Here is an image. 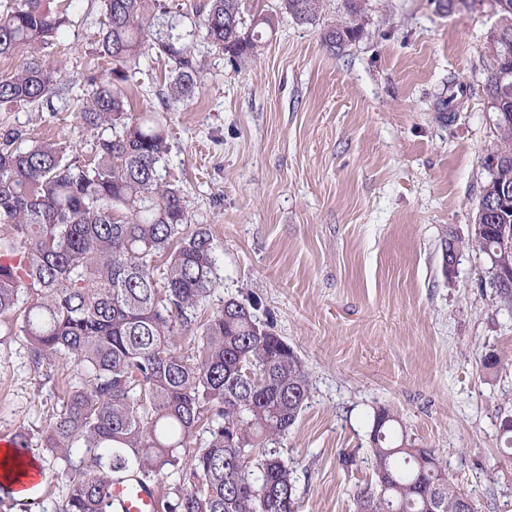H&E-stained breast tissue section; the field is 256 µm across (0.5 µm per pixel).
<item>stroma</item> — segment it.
<instances>
[{
	"instance_id": "stroma-1",
	"label": "stroma",
	"mask_w": 512,
	"mask_h": 512,
	"mask_svg": "<svg viewBox=\"0 0 512 512\" xmlns=\"http://www.w3.org/2000/svg\"><path fill=\"white\" fill-rule=\"evenodd\" d=\"M67 13L48 49L68 75L106 72L92 48L99 0H51ZM359 40L329 51L321 29L281 17L259 56L232 64L199 45L206 65L189 105L164 104L165 61L130 71L128 111L165 118L161 169L217 245L222 284L206 303L255 306L308 373L310 396L280 440L299 512H355L373 480L370 427L378 408L396 434L434 449L475 512H512V309L489 286L473 248L446 267L450 239L467 240L496 114L483 92L495 24L490 4L370 0ZM467 86L451 113L448 82ZM58 98L0 106V126L34 140L72 139L70 159L94 155L96 133ZM500 365L486 370L485 353ZM72 368L34 370L0 324V434L38 433L60 411ZM44 479L10 512H56L62 463L33 448Z\"/></svg>"
}]
</instances>
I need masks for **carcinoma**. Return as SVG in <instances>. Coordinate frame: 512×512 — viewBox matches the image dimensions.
<instances>
[{
	"mask_svg": "<svg viewBox=\"0 0 512 512\" xmlns=\"http://www.w3.org/2000/svg\"><path fill=\"white\" fill-rule=\"evenodd\" d=\"M324 0H282L302 25H319ZM367 0H346L348 18L324 27L322 41L343 51L359 38ZM498 15L484 62L485 94L496 112L497 164L478 209L479 235L467 245L490 259V285L512 309V283L497 267L512 264V0H491ZM104 20L95 54L110 68L87 73L79 128L98 131L95 156L68 159L69 141L31 140L0 127V319L28 344L36 369L77 370L61 410L40 433V447L64 463L67 493L58 512H112V485L148 484L182 470L187 485L165 493L164 512H296L292 469L276 444L308 401V373L294 349L236 299L203 317L221 284L214 238L193 224L180 189L159 167L169 153L166 126L153 111H127L128 72L154 53L172 69L162 92L188 104L202 88L204 42L232 60L256 57L278 16L247 23L241 0H209L203 12H174L159 0H100ZM68 23L49 0L0 3V57L21 56L0 79V106L67 96L75 86L46 58ZM189 337L194 351L177 352ZM251 362L244 382L238 365ZM207 440L190 455L196 430ZM397 416L374 413V483L355 498L356 512H460L462 493L431 448L394 440ZM80 448L79 456L73 449Z\"/></svg>",
	"mask_w": 512,
	"mask_h": 512,
	"instance_id": "obj_1",
	"label": "carcinoma"
}]
</instances>
